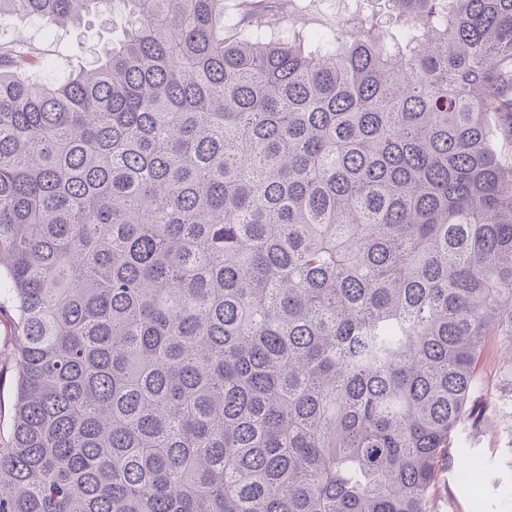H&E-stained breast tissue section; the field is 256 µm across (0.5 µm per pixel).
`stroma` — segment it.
<instances>
[{
	"label": "stroma",
	"instance_id": "obj_1",
	"mask_svg": "<svg viewBox=\"0 0 512 512\" xmlns=\"http://www.w3.org/2000/svg\"><path fill=\"white\" fill-rule=\"evenodd\" d=\"M267 7L277 16L288 17L296 33L308 35L335 25L337 15L355 11L371 12L389 18L385 0H269ZM121 14L113 12L111 23L91 17L80 29L57 30L53 34L32 26L25 20H14L1 34L4 40L27 42L36 53L55 57L62 66H76L87 59L90 49L119 38ZM484 392L495 399L500 409L485 416L479 425L462 424L451 437L455 447L466 448L482 465L479 493L461 484L458 468L443 470L431 500L432 512H476L473 499H480L477 512H512V382L499 371L496 355H489L482 369Z\"/></svg>",
	"mask_w": 512,
	"mask_h": 512
}]
</instances>
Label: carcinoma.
<instances>
[{
  "label": "carcinoma",
  "mask_w": 512,
  "mask_h": 512,
  "mask_svg": "<svg viewBox=\"0 0 512 512\" xmlns=\"http://www.w3.org/2000/svg\"><path fill=\"white\" fill-rule=\"evenodd\" d=\"M0 512H431L512 378V0H388L307 47L224 0H0ZM121 12L115 7L112 25L102 19L91 17L78 30H55L52 36L32 26L25 20L15 19L8 30L4 31L0 41L13 39L27 42L36 53L51 54L57 58L60 66H76L86 60L90 49L99 48L104 43L119 38L121 34ZM2 312L0 315V350L11 349L14 343L13 311L11 300L3 293L0 297ZM0 374V436L7 438L12 418V408L16 391V372L13 362L3 364Z\"/></svg>",
  "instance_id": "carcinoma-1"
}]
</instances>
